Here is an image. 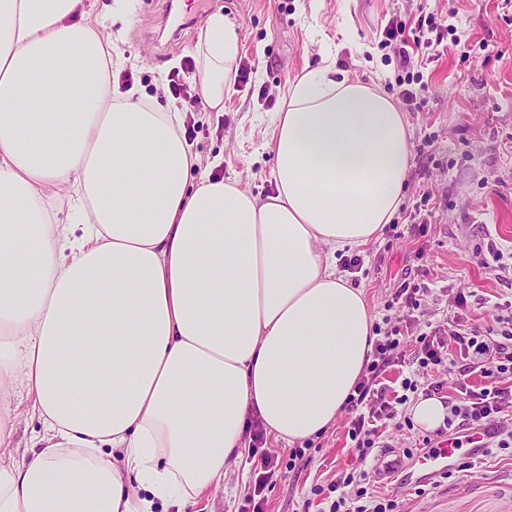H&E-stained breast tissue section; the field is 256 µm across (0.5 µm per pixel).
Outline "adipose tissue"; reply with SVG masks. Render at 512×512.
Returning <instances> with one entry per match:
<instances>
[{"instance_id": "adipose-tissue-1", "label": "adipose tissue", "mask_w": 512, "mask_h": 512, "mask_svg": "<svg viewBox=\"0 0 512 512\" xmlns=\"http://www.w3.org/2000/svg\"><path fill=\"white\" fill-rule=\"evenodd\" d=\"M197 49L222 112L239 37L216 14ZM181 124L113 84L84 0H0V392L43 426L13 448L0 401V512L178 510L244 458L249 420L290 444L326 431L372 360L337 262L405 202L395 101L328 60L297 77L263 199L214 179Z\"/></svg>"}]
</instances>
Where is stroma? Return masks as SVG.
Listing matches in <instances>:
<instances>
[{
	"mask_svg": "<svg viewBox=\"0 0 512 512\" xmlns=\"http://www.w3.org/2000/svg\"><path fill=\"white\" fill-rule=\"evenodd\" d=\"M112 0H86L112 36V59L130 72L138 96L166 105L175 96L169 75L196 58L208 16L233 24L238 63L250 68L245 86L225 96L224 110L188 113V142L201 161L217 160V174L238 180L257 196L272 191L273 155L263 150L288 84L325 57L396 99L412 132L406 201L392 226L360 253L361 282L378 336L394 328L441 333L454 318L487 330L512 314V0H129L110 15ZM406 24L422 33L425 52L403 55L384 27ZM411 76L417 99L399 98L398 78ZM500 261L484 263L492 251ZM416 289L421 307L408 312L396 299ZM456 348L432 370L428 383L407 392L398 407L410 419L419 397H458ZM348 418L312 438L310 446L278 443L251 430L252 447L276 463L274 482L255 494V460L232 465L221 486L184 512H320L315 490L351 470ZM440 430L387 427L374 455L379 461L444 441ZM373 495L392 497L399 512H512V455L492 449L474 468L424 485H401L379 466L365 481Z\"/></svg>",
	"mask_w": 512,
	"mask_h": 512,
	"instance_id": "35a3bbf8",
	"label": "stroma"
}]
</instances>
